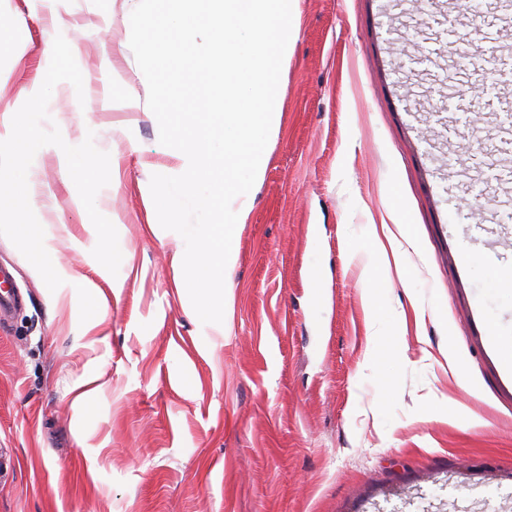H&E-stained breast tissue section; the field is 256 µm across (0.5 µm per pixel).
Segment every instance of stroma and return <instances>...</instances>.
<instances>
[{
    "label": "stroma",
    "instance_id": "stroma-1",
    "mask_svg": "<svg viewBox=\"0 0 512 512\" xmlns=\"http://www.w3.org/2000/svg\"><path fill=\"white\" fill-rule=\"evenodd\" d=\"M138 0H0V113L17 111L61 29L82 91L55 86L73 146L119 157L96 197L118 232L125 286L96 278L90 218L56 152L33 211L58 262L95 279L105 321L80 323L0 237L24 304L0 327V512H512V76L479 90L448 41L499 29L462 0H295L280 131L234 245L227 333L201 335L147 228L140 181L176 167L130 47ZM392 214L415 246L404 279L371 265L366 227ZM373 296L364 307L363 290ZM422 320H415V311ZM376 345L366 359L368 345ZM461 358L452 375L440 354ZM431 358H423V350ZM103 377L76 416L72 384ZM475 423L440 421L447 400Z\"/></svg>",
    "mask_w": 512,
    "mask_h": 512
}]
</instances>
